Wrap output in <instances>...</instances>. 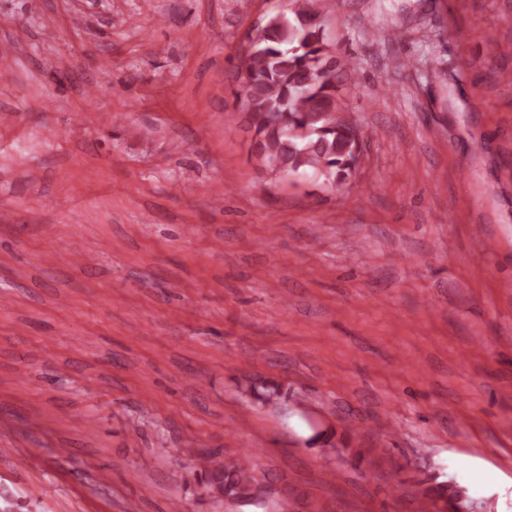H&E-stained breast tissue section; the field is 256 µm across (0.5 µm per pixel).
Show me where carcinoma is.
Masks as SVG:
<instances>
[{
	"mask_svg": "<svg viewBox=\"0 0 512 512\" xmlns=\"http://www.w3.org/2000/svg\"><path fill=\"white\" fill-rule=\"evenodd\" d=\"M289 12L271 16L248 36L249 47L237 67L239 89L253 90L246 109L255 156L273 174L313 173L333 186L345 182L356 166V126L336 116L349 63L336 59L325 34L324 0H290ZM207 485L224 488V498L263 508L267 500L252 488L268 481L253 461L232 457L219 462L197 455ZM423 496L434 512L464 505L461 492L445 485Z\"/></svg>",
	"mask_w": 512,
	"mask_h": 512,
	"instance_id": "carcinoma-1",
	"label": "carcinoma"
}]
</instances>
